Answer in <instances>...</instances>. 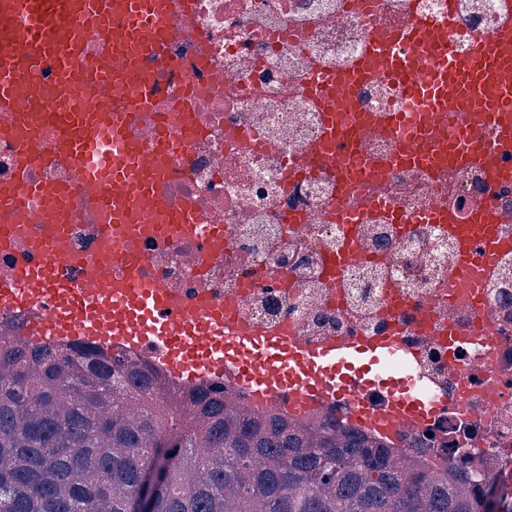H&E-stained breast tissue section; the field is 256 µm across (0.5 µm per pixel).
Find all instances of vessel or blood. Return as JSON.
<instances>
[{
	"mask_svg": "<svg viewBox=\"0 0 512 512\" xmlns=\"http://www.w3.org/2000/svg\"><path fill=\"white\" fill-rule=\"evenodd\" d=\"M193 8V0H0V141L13 149V174L0 179V250L22 239L42 255L0 271V308L28 311L29 341L150 350L181 383L222 379L248 391L259 407L281 401L298 415L345 401L353 425L387 439L424 427L441 403L412 372L416 355L397 337L332 336L307 344L285 328L246 324L245 293L217 300L205 292L187 306L176 289L147 275L149 256L136 242L199 231L192 203L175 202L169 192L187 175V148L202 133L194 111L181 107L175 133L154 141L139 131L145 119L169 109L155 67L168 65L170 81L178 82L203 65L199 58H167L172 41L191 35ZM458 27L451 8L428 25L410 17L370 37L349 67L313 69L304 91L322 112L323 128L292 170L329 174L343 189L401 166L436 177L452 164L485 165L496 183L511 184L512 168L495 166L492 146L475 131L488 126L512 141V26L472 36L463 54L455 48ZM389 78L405 87L400 110H355L353 88ZM374 132L394 140V155H362L363 140ZM50 167L67 171V186L32 179L33 170ZM33 196L42 201L38 217L28 207ZM77 206L101 226L102 246L90 259L61 239L45 247L32 231L40 217L68 223ZM365 212L386 214L403 232L417 222L445 225L456 243L452 289L467 277L480 281L512 253V237L501 232L512 219L491 206L461 224L440 207L410 213L377 198L363 211L340 204L344 240L328 258L332 279L359 257L355 225ZM225 255L219 232L194 265L202 271ZM371 389L386 393L383 405L362 399Z\"/></svg>",
	"mask_w": 512,
	"mask_h": 512,
	"instance_id": "b4317fda",
	"label": "vessel or blood"
}]
</instances>
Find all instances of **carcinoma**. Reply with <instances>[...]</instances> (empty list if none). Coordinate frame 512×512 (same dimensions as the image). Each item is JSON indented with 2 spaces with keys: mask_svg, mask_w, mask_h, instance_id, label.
I'll list each match as a JSON object with an SVG mask.
<instances>
[{
  "mask_svg": "<svg viewBox=\"0 0 512 512\" xmlns=\"http://www.w3.org/2000/svg\"><path fill=\"white\" fill-rule=\"evenodd\" d=\"M512 512V489L432 474L376 437L251 411L224 384L185 403L131 354L0 335V512Z\"/></svg>",
  "mask_w": 512,
  "mask_h": 512,
  "instance_id": "carcinoma-1",
  "label": "carcinoma"
}]
</instances>
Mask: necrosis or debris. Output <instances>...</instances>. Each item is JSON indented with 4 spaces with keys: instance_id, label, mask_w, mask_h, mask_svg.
<instances>
[{
    "instance_id": "4bbe7bcc",
    "label": "necrosis or debris",
    "mask_w": 512,
    "mask_h": 512,
    "mask_svg": "<svg viewBox=\"0 0 512 512\" xmlns=\"http://www.w3.org/2000/svg\"><path fill=\"white\" fill-rule=\"evenodd\" d=\"M455 7L467 36L492 32L502 21L503 0H455ZM410 11L436 21L443 0H373L368 10L351 0H194L202 40L173 41L168 57L204 60L183 89L204 134L190 144V174L171 195L197 204L201 230L193 239L143 242L147 273L189 304L203 291L218 299L247 292L246 322L290 327L311 344L329 336H397L417 352L416 373L442 401L427 430L407 432L397 447L425 455L433 467L446 461L464 468L468 453L479 471L500 478L512 474V257L478 287L485 302L479 311L470 297L448 290L454 243L443 225L416 223L402 233L376 217L359 227L361 260L332 286L326 258L341 241L331 219L336 185L325 174L289 173L291 159L322 128L304 93L305 76L318 66H347L369 35ZM354 99L361 111L388 112L401 104L402 88L395 81L364 83ZM348 192L356 206L372 195L409 212L446 206L463 224L480 204L512 213V184H494L483 166L459 167L438 180L402 167L384 184L360 182ZM215 224L224 227L227 258L201 276L189 258L202 251ZM64 234L83 257L100 244V226L85 212ZM427 302L433 318L423 323ZM484 327L493 347L482 342ZM461 364L469 374L458 373Z\"/></svg>"
}]
</instances>
